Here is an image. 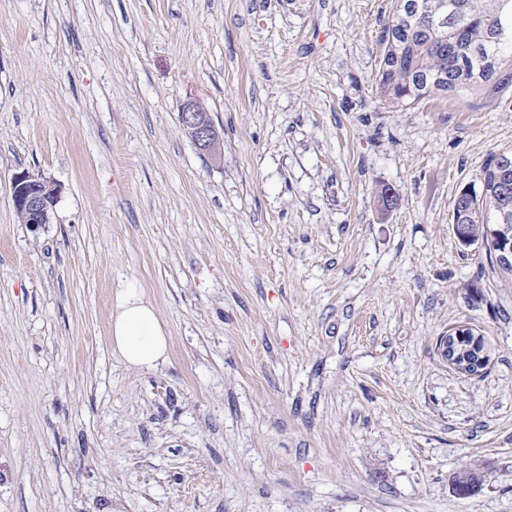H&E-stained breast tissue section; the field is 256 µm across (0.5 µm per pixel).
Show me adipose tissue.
<instances>
[{"instance_id": "adipose-tissue-1", "label": "adipose tissue", "mask_w": 512, "mask_h": 512, "mask_svg": "<svg viewBox=\"0 0 512 512\" xmlns=\"http://www.w3.org/2000/svg\"><path fill=\"white\" fill-rule=\"evenodd\" d=\"M109 332L112 347L131 367L152 369L167 357V330L137 282L119 288Z\"/></svg>"}]
</instances>
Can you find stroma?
Here are the masks:
<instances>
[{"label":"stroma","instance_id":"obj_1","mask_svg":"<svg viewBox=\"0 0 512 512\" xmlns=\"http://www.w3.org/2000/svg\"><path fill=\"white\" fill-rule=\"evenodd\" d=\"M394 5L0 0V512H512V279L452 229L512 84L388 109ZM24 170L62 188L36 230ZM131 279L150 370L110 346ZM180 122L195 146L210 153L218 145V134L207 112L195 103H187L180 112ZM109 332L111 346L133 368L152 369L166 360L167 330L137 282L118 289ZM441 346L443 347L444 356L455 365L458 369L468 371V361L464 359L467 353H471L476 348L482 349L481 363L476 364L477 372L479 369L484 368L487 362V355L485 353L484 342L481 336L475 334L470 328L461 326L457 328L454 333L449 334L443 338Z\"/></svg>","mask_w":512,"mask_h":512}]
</instances>
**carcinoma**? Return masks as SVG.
Instances as JSON below:
<instances>
[{
    "label": "carcinoma",
    "mask_w": 512,
    "mask_h": 512,
    "mask_svg": "<svg viewBox=\"0 0 512 512\" xmlns=\"http://www.w3.org/2000/svg\"><path fill=\"white\" fill-rule=\"evenodd\" d=\"M397 0L385 28L377 89L389 108L404 109L448 93L471 91L491 80L504 57L512 59V0H459L461 9L432 19L439 0H414L419 14L400 29ZM464 244L488 238L492 224L512 226V152L484 168L483 188H464L454 213Z\"/></svg>",
    "instance_id": "obj_1"
}]
</instances>
